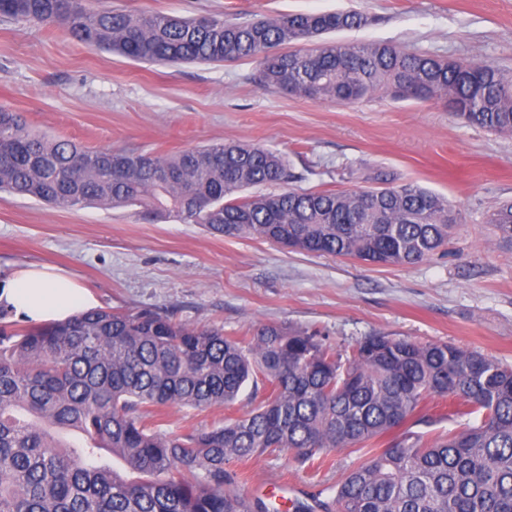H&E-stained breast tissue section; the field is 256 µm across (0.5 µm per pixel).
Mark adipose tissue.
<instances>
[{"label": "adipose tissue", "mask_w": 512, "mask_h": 512, "mask_svg": "<svg viewBox=\"0 0 512 512\" xmlns=\"http://www.w3.org/2000/svg\"><path fill=\"white\" fill-rule=\"evenodd\" d=\"M0 305L26 322L48 324L93 309L97 300L72 273L41 264L17 269L13 278L0 286Z\"/></svg>", "instance_id": "ef3b65f1"}]
</instances>
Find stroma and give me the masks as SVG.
<instances>
[{"instance_id":"1","label":"stroma","mask_w":512,"mask_h":512,"mask_svg":"<svg viewBox=\"0 0 512 512\" xmlns=\"http://www.w3.org/2000/svg\"><path fill=\"white\" fill-rule=\"evenodd\" d=\"M141 14H221L245 21L280 13L357 10L372 22L334 41L389 43L474 57L512 71V0H103ZM251 61L148 66L72 41L63 31L0 17V106L29 128L90 150L171 153L249 141L287 156L303 189L373 185L385 173L442 195L461 222L447 255L400 267L227 238L132 208L61 209L0 193V284L27 264L75 273L100 306L150 309L239 336L264 324L319 332L339 350L381 333L447 342L512 364V248L488 214L512 200V135L452 117L441 102L378 94L358 104L313 102L258 85ZM166 408L167 431L239 415ZM372 447L324 450L301 464L262 455L237 471L239 489L289 512L336 485Z\"/></svg>"}]
</instances>
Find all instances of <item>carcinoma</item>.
<instances>
[{
  "label": "carcinoma",
  "mask_w": 512,
  "mask_h": 512,
  "mask_svg": "<svg viewBox=\"0 0 512 512\" xmlns=\"http://www.w3.org/2000/svg\"><path fill=\"white\" fill-rule=\"evenodd\" d=\"M0 15L142 63L251 60L263 86L315 102L379 92L443 102L470 125L512 135V72L321 39L366 25L357 11L236 22L0 0ZM294 179L287 157L261 144L89 151L35 135L0 107V191L56 207H138L224 237L398 266L443 252L460 223L447 198L415 182L261 192ZM486 223L512 245V203ZM11 314L0 306V512H278L241 493L229 464L283 452L306 463L380 440L328 488L322 512H512V367L477 351L374 334L340 352L316 331L261 325L229 337L146 309L105 307L36 327ZM249 384L264 397L209 427L175 436L151 419L150 409L171 405L231 407ZM432 397L449 399L457 427L427 442L412 428L429 422ZM315 507L292 502V512Z\"/></svg>",
  "instance_id": "carcinoma-1"
}]
</instances>
